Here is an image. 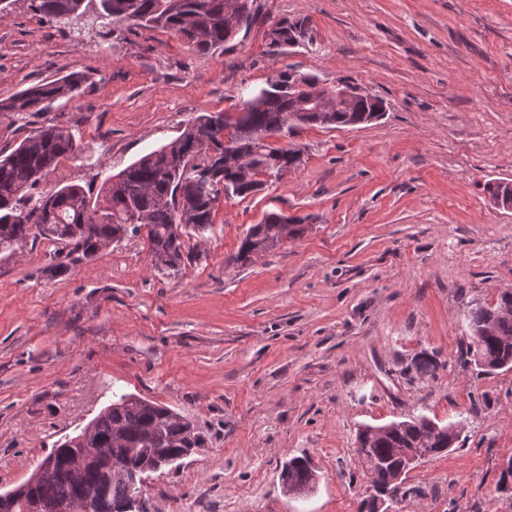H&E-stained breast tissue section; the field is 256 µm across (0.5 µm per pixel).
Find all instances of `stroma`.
<instances>
[{
	"label": "stroma",
	"mask_w": 512,
	"mask_h": 512,
	"mask_svg": "<svg viewBox=\"0 0 512 512\" xmlns=\"http://www.w3.org/2000/svg\"><path fill=\"white\" fill-rule=\"evenodd\" d=\"M0 16V99L73 72L80 95L43 115H0V149L54 123L78 150L40 186L104 180L177 139L205 112H236L281 70L351 81L380 120L301 127L279 141L298 167L246 197H220L180 271L149 265L146 230L54 274L56 243L0 250V490L128 393L186 417L203 440L149 474L144 512H359L370 494L358 429L424 415L458 442L407 476L393 512H512V370L460 360L472 308L512 289V0H254L249 28L214 54L128 22L74 32L32 0ZM313 40L270 47L281 20ZM303 231L241 264L269 213ZM433 356L435 373L411 365ZM308 457L289 495L280 472ZM282 214L278 213H269L267 214L261 224H254L252 225L246 237L241 243V246L238 251V260H242L246 254H248L257 244L264 241L267 236L271 233L273 227L277 224L274 223H268V220L274 216H278ZM267 249V243H261L259 244L251 253L255 254L258 252L266 251ZM292 465L291 468V478L293 481H297V483L302 485L311 484L314 480V471L311 468L308 461L304 458H293L288 461ZM288 479V485L286 486V490L291 495H300L305 493L307 488H298L294 487V482Z\"/></svg>",
	"instance_id": "obj_1"
}]
</instances>
